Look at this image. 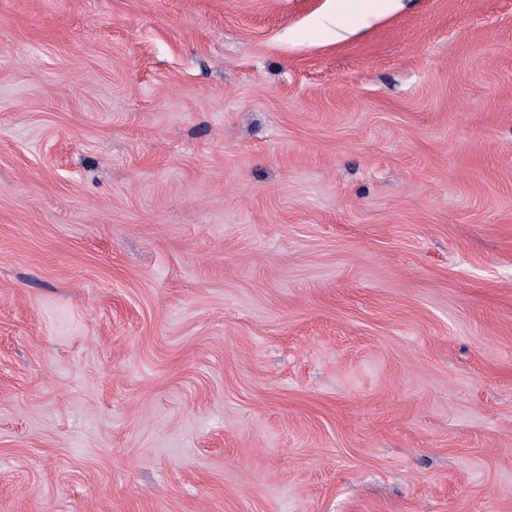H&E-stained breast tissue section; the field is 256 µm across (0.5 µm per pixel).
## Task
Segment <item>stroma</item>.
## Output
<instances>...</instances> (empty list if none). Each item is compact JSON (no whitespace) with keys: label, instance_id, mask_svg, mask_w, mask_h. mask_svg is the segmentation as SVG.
<instances>
[{"label":"stroma","instance_id":"35a3bbf8","mask_svg":"<svg viewBox=\"0 0 512 512\" xmlns=\"http://www.w3.org/2000/svg\"><path fill=\"white\" fill-rule=\"evenodd\" d=\"M0 0V512H512V0Z\"/></svg>","mask_w":512,"mask_h":512}]
</instances>
